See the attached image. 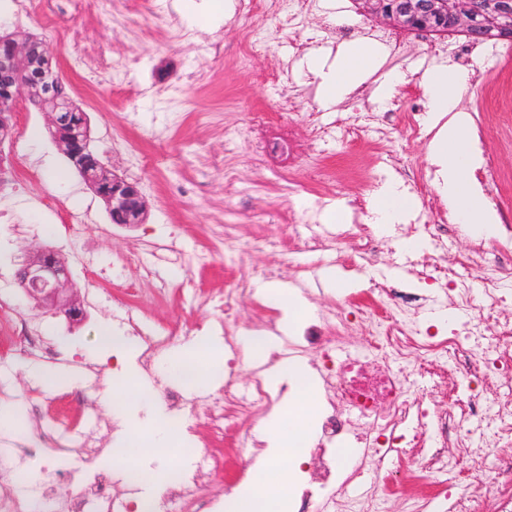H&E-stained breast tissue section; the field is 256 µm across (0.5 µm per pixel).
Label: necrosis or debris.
I'll list each match as a JSON object with an SVG mask.
<instances>
[{
	"label": "necrosis or debris",
	"instance_id": "necrosis-or-debris-1",
	"mask_svg": "<svg viewBox=\"0 0 512 512\" xmlns=\"http://www.w3.org/2000/svg\"><path fill=\"white\" fill-rule=\"evenodd\" d=\"M484 244H475L464 258L467 266L485 268L481 292L449 289L440 277V292H451L454 307H473L477 298L488 299L463 328L452 333H421L419 316L430 298L395 288L369 291V319L375 328L371 352L343 354L342 332L335 315L306 325L294 340L296 350L312 348L321 354L315 366L323 389L317 438L305 449L310 471L297 492L296 512H382V504L400 495L405 512H434L452 505L454 512H512V321L500 318L494 302L512 294V242L499 257L486 261ZM421 354L417 377L429 379L427 392L417 393L404 366L412 354ZM462 380L495 377L497 392L487 401L468 393L457 402V425L434 413L430 404L441 398L448 371ZM199 402L214 435L241 430L261 414L270 395L261 379L249 387L226 384L220 396ZM361 444L357 463L346 466L336 455L347 440ZM460 449L470 468H456L449 449ZM221 466L209 450H201L196 469L168 487L155 512H170V503L186 498L204 499L206 488ZM455 473L462 495L450 497L445 479ZM136 504L112 489L110 472L93 480L59 504L57 512H136Z\"/></svg>",
	"mask_w": 512,
	"mask_h": 512
}]
</instances>
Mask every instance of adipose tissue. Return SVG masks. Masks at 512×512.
<instances>
[{
    "mask_svg": "<svg viewBox=\"0 0 512 512\" xmlns=\"http://www.w3.org/2000/svg\"><path fill=\"white\" fill-rule=\"evenodd\" d=\"M375 52L366 44L345 46L336 65L321 73L324 104L341 101L355 92L372 72ZM469 75L458 67L439 65L430 69L424 83L427 90L429 125L438 133L430 146V158L437 167L438 190L448 202L454 223L474 238L498 234L500 218L490 207L472 178L479 158L474 152V133L470 116L460 102ZM411 194L397 182L385 183L371 202L372 222L379 230L403 223L414 209ZM135 346L110 325H100L92 348L101 362L118 361L103 402L124 427L125 433L112 451V463L127 481L163 489L177 470L193 461L195 448L185 436L179 421L167 418L155 408L156 394L151 386L137 379L125 359ZM160 372L185 388L198 391L211 386L224 375V350L201 339L187 348L169 354L159 365ZM276 384L288 390L265 425L267 449L253 469L249 483L227 499L224 512H290L293 504L292 476L304 458L303 447L312 435L319 414L321 387L300 363H289L275 372Z\"/></svg>",
    "mask_w": 512,
    "mask_h": 512,
    "instance_id": "1",
    "label": "adipose tissue"
}]
</instances>
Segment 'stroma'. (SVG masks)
I'll return each instance as SVG.
<instances>
[{
  "label": "stroma",
  "mask_w": 512,
  "mask_h": 512,
  "mask_svg": "<svg viewBox=\"0 0 512 512\" xmlns=\"http://www.w3.org/2000/svg\"><path fill=\"white\" fill-rule=\"evenodd\" d=\"M197 2L144 0L130 11L116 2L108 13L65 14L53 30L36 16L15 22L13 0H0V30L46 41L71 97L89 117L95 152L114 174L138 182L147 204V218L136 228L111 223L102 200L51 141L46 116L29 102L17 104L13 140L0 149V206L14 195L18 166L35 170L39 180L27 187L14 222H0V346L14 341V315L31 317L58 350L57 367L76 375L80 385L44 391L31 374L40 358L14 354L9 364L0 363V388L27 414L30 431L53 425L66 441L69 423L92 419L101 425L104 447L92 465L46 454L26 459L27 478L16 487L24 503L48 495L69 498L108 463L119 428L100 400L108 367L88 351L101 322L121 328V306L135 308L145 324L179 345L204 331L219 336L229 381L245 385L258 368L245 354V333L273 330L281 317L263 295L268 285L300 291L317 318L344 310L350 319L345 342L352 352L365 351L372 325L346 294L314 282L315 266L332 264L361 291L375 283L399 288L409 280L421 291L431 289V282L412 279L404 254L392 257L382 250L362 268L354 234L321 252L306 248L293 230L317 224L335 231L347 221L335 212L336 204L369 202L392 176L414 196L423 223H439L447 214L429 162L433 133L424 127L412 134L404 125L405 113L426 110L422 77L431 68L460 64L470 72L463 104L483 134L494 170L484 194L512 214V41L477 44L462 61L452 51L430 54L429 36L406 34L401 54L385 53L356 93L327 109L302 60L309 51L332 54L340 43L381 33L360 0H315L295 25L275 0L259 11L249 9L248 0H234L233 16L215 31L188 23ZM249 31L260 41L243 59L239 47ZM391 74L399 81L379 98L377 89ZM329 125L334 137L317 140L315 128ZM48 194L87 208L89 221L75 231L59 223L41 204ZM48 224L55 227L50 237L43 233ZM450 234L453 245L437 255L436 266L480 287L481 271L460 264L473 238L456 225ZM228 237L244 263H225ZM171 241L179 259L151 262L155 248ZM44 243L72 268L74 293L88 312L80 326L68 327L63 317L36 307L16 285L20 261ZM83 252L94 258V270L81 265ZM133 253L147 257L148 266L128 263ZM228 288L250 292L229 321L219 309ZM33 400L41 406L37 419L28 414ZM182 417L193 441L223 454L228 469L244 465L234 452L244 435L213 436L198 409L184 410ZM61 470L68 471L67 480L57 479Z\"/></svg>",
  "instance_id": "stroma-1"
}]
</instances>
